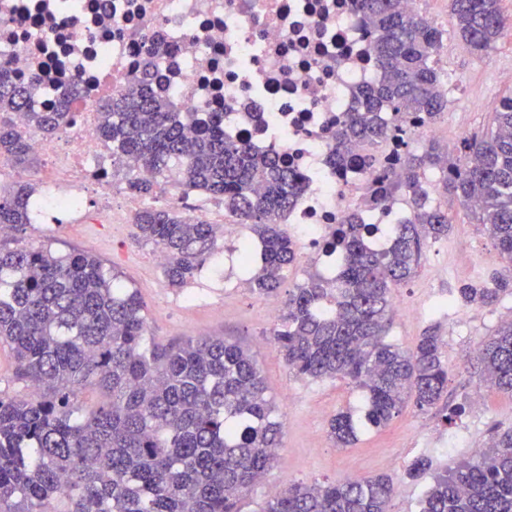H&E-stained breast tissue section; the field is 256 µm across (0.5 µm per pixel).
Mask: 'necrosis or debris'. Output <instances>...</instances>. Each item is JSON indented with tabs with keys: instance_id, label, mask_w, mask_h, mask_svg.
Returning <instances> with one entry per match:
<instances>
[{
	"instance_id": "1",
	"label": "necrosis or debris",
	"mask_w": 512,
	"mask_h": 512,
	"mask_svg": "<svg viewBox=\"0 0 512 512\" xmlns=\"http://www.w3.org/2000/svg\"><path fill=\"white\" fill-rule=\"evenodd\" d=\"M373 46L356 0H0V57L38 78V106L78 89L64 138L28 135L46 181L95 194L105 214L118 196L143 207L111 175L98 112L148 69L176 111L223 113L227 137L287 160L305 190L286 221L329 270L319 245L353 211L371 224L405 216L399 200L375 201L378 170L330 163L337 123L378 77Z\"/></svg>"
}]
</instances>
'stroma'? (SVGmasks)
<instances>
[{
	"mask_svg": "<svg viewBox=\"0 0 512 512\" xmlns=\"http://www.w3.org/2000/svg\"><path fill=\"white\" fill-rule=\"evenodd\" d=\"M506 27L489 54H473L455 32L450 0H426L422 15L444 32L440 61L449 74L460 80L459 90L438 120L437 141L482 135L487 131L492 104L512 93L499 74L512 68V0H500ZM451 224L446 241L426 247L416 275L394 289V304L411 309V317L394 320L390 341L413 348L430 326L443 336V356L448 363V404H465L466 412L455 424L407 407L383 430L362 435L349 448L336 447L327 433L329 419L351 400L349 386L342 380L297 379L288 369L272 340L273 313L282 312L288 291L317 271L318 265L297 254L282 290L261 297L238 287L242 272H228L223 253L216 255L187 286H168L162 267L153 260L155 247L137 243L133 213L122 200H114L120 217L108 225L92 205L62 214L51 224L39 214L35 224L19 235L0 239L11 247L46 246L58 254L84 252L98 257L120 284L137 290L146 305L150 335L161 345L198 336H221L250 350L261 369L270 394L284 414L285 433L276 466L242 502V512H260L265 501L294 482H334L351 477L385 475L392 478L396 492L390 512H418L425 481L407 478L406 470L420 456L434 465L452 467L473 458L475 449L486 447L496 431L512 428V397L484 384L470 365L472 344L493 335L504 311H512V296L492 307L457 305L460 329L448 333V318L424 314L429 301L447 298L469 282L487 281L512 269L501 258L473 215L457 201L440 198Z\"/></svg>",
	"mask_w": 512,
	"mask_h": 512,
	"instance_id": "35a3bbf8",
	"label": "stroma"
}]
</instances>
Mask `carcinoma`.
Wrapping results in <instances>:
<instances>
[{
	"label": "carcinoma",
	"mask_w": 512,
	"mask_h": 512,
	"mask_svg": "<svg viewBox=\"0 0 512 512\" xmlns=\"http://www.w3.org/2000/svg\"><path fill=\"white\" fill-rule=\"evenodd\" d=\"M498 2L451 0L457 33L477 55L503 35ZM358 8L375 33L382 79L361 92L360 110L344 113L333 164L376 167L377 149L396 122L404 176L383 177L378 200L405 196L408 217L381 246L370 242L378 224L354 215L336 225L322 243L340 257L336 275L308 274L272 331L296 377L346 380L362 393V410L347 405L329 421L339 448L387 426L410 399L420 413L447 423L464 412L441 405L448 364L436 329L425 330L411 350L388 340L391 290L414 277L424 246L448 239V211L432 204L431 194L470 211L512 261V97L493 104L490 128L464 145L463 156L433 141L413 149V125L434 124L448 110L436 67L443 32L401 10L398 0H358ZM34 89L0 58V160L35 162L15 113L25 112L28 125L48 136L73 120L65 111L71 89L59 92L52 109L33 111ZM99 132L136 193L151 195L154 182L134 175L131 163L175 174L186 197L224 200V211L259 247V259L243 267L244 281L260 296L277 293L295 261L280 224L304 190L278 153L224 137L221 113L174 111L147 77L105 106ZM34 192L30 184L0 188V227L26 230ZM134 224L138 240L165 253L163 275L173 288L189 284L217 248L214 225L188 224L173 210L146 207ZM510 294L512 276H494L459 286L455 300L493 306ZM0 344L16 361V377L36 390L0 393V512H241L276 462L284 422L251 354L222 336L156 344L141 296L119 286L90 254L1 246ZM476 364L486 384L512 394V318L480 344ZM90 389L109 401L82 409L78 396ZM428 473L419 512H512V429L496 433L471 461L433 472L420 458L408 470L413 479ZM393 494L384 476L292 483L261 512H389Z\"/></svg>",
	"instance_id": "carcinoma-1"
}]
</instances>
